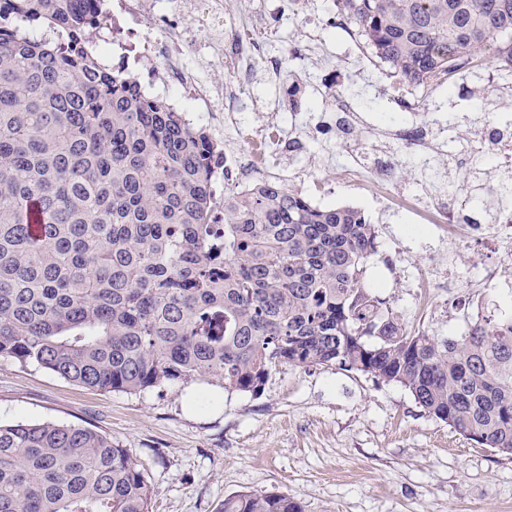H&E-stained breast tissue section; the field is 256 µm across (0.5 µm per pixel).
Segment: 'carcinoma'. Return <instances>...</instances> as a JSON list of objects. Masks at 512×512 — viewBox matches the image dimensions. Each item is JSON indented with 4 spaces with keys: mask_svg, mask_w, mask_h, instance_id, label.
Masks as SVG:
<instances>
[{
    "mask_svg": "<svg viewBox=\"0 0 512 512\" xmlns=\"http://www.w3.org/2000/svg\"><path fill=\"white\" fill-rule=\"evenodd\" d=\"M105 0H0V359L136 394L175 381L256 393L279 367L408 390L512 455V316L410 331L366 283L375 226L263 181L211 223L205 128L103 66ZM381 63L427 86L486 52L512 69V0H336ZM143 465L82 425L0 423V512H151ZM220 512H302L242 493Z\"/></svg>",
    "mask_w": 512,
    "mask_h": 512,
    "instance_id": "carcinoma-1",
    "label": "carcinoma"
}]
</instances>
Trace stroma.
<instances>
[{
    "label": "stroma",
    "mask_w": 512,
    "mask_h": 512,
    "mask_svg": "<svg viewBox=\"0 0 512 512\" xmlns=\"http://www.w3.org/2000/svg\"><path fill=\"white\" fill-rule=\"evenodd\" d=\"M242 21L262 19L285 40L307 41L304 19L324 14L326 0H280L281 12L233 0ZM336 58L329 69L283 57L278 75L262 61L249 65L250 85L238 126L250 129L276 114L278 129L300 131L304 146L269 159L272 178L315 205L361 209L378 231V253L366 280L407 328L459 337L486 318L512 314V290L486 284L487 273L512 260V247L485 232L496 200L489 181L512 183V169L492 161L461 166L456 155L474 129L512 123V94L461 75L413 112L394 101L398 77L377 60L344 55L336 28L324 29ZM342 88L361 104L366 124L351 138L337 135L325 101ZM439 131L447 156L423 162L400 145L376 152L372 133L401 124ZM335 163L327 165L324 150ZM388 164L403 188L425 202L454 199L465 223L482 232L439 240L432 225L394 212L373 180L343 183L340 166ZM55 421L110 435L144 465L152 512H219L226 498L275 492L303 512H512V456L483 447L437 420L403 387L333 366L282 367L257 393L175 382L137 394L73 384L33 364L0 359V422Z\"/></svg>",
    "instance_id": "35a3bbf8"
}]
</instances>
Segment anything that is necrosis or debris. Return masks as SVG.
Instances as JSON below:
<instances>
[{
  "instance_id": "necrosis-or-debris-1",
  "label": "necrosis or debris",
  "mask_w": 512,
  "mask_h": 512,
  "mask_svg": "<svg viewBox=\"0 0 512 512\" xmlns=\"http://www.w3.org/2000/svg\"><path fill=\"white\" fill-rule=\"evenodd\" d=\"M235 15L231 0H197L192 17L174 12L170 0H113L112 12L100 23L91 48L103 58L119 55L120 59L146 58L156 65L149 75L151 87L172 95L174 101L191 112L209 113L210 123L223 124L225 115L237 111L247 81V63L254 59L266 62L271 72H278L280 59L266 55L267 45L276 39L271 30L251 28L241 32L230 24ZM210 26V41L234 44V54L225 61L230 76L226 83L197 78L191 68L201 52L195 38L197 28ZM225 103V114H218V103ZM266 131L245 134L242 140H229L227 156L212 168L210 179L216 202L225 195H241L264 181L269 171L266 152L298 147L300 137L267 141ZM248 150H241V143ZM269 151H261V144Z\"/></svg>"
}]
</instances>
